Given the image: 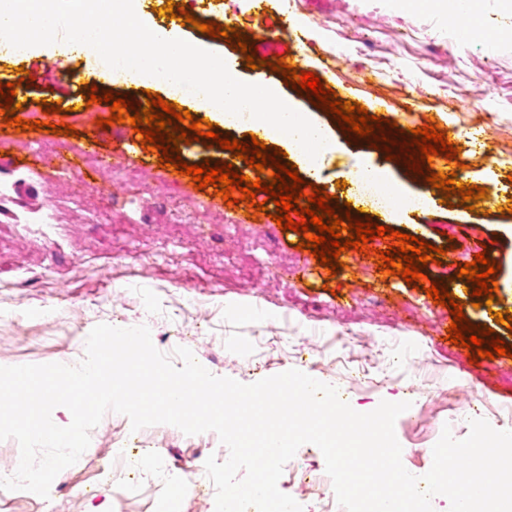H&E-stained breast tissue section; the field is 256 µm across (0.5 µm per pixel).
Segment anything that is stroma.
Returning <instances> with one entry per match:
<instances>
[{
  "label": "stroma",
  "mask_w": 512,
  "mask_h": 512,
  "mask_svg": "<svg viewBox=\"0 0 512 512\" xmlns=\"http://www.w3.org/2000/svg\"><path fill=\"white\" fill-rule=\"evenodd\" d=\"M200 20L257 18L256 0H185ZM287 5L290 14L315 18L303 41L287 35L264 40L255 34L258 56L293 51L306 71L316 70L320 56L332 57L320 73L339 99L384 100L372 115L384 116L405 130L437 120L469 166L468 182L488 188L497 202L489 213L437 204L401 232L446 247L449 240L471 253L487 250L501 267L512 266V214L501 198L512 196V45L496 48L486 62L476 42L449 30L448 20L421 6L400 7L393 0H269L267 7ZM189 41L206 45L239 79L263 77L298 111L313 114L336 140L326 156L327 176L321 187L339 201H357L373 222L382 216L372 194L360 184L337 187L334 173L347 161L367 156L404 186L429 191L428 182L404 165L385 160L365 140L351 141L331 115L286 86L282 74L247 67L239 48L192 29ZM103 104L75 116L51 114L77 136H58L60 155L33 169L18 163L16 141L47 140L44 132H16L0 122V145L11 163L0 168V366L62 363L85 356V340L97 324L127 328L148 326L155 347L173 354L192 350L196 360L216 376L252 383L295 368L323 376L336 385L351 406L374 410L381 401H410L398 416L395 434L406 454L405 468L416 476L432 465V450L443 427L457 438L469 433L468 420L512 424V358L498 356L470 364L465 348L443 341L435 332L451 322L448 308L433 304L424 291L408 287L401 277L381 278L373 261L327 277L309 252L298 250L300 235L283 231L266 215L248 220L243 209L225 205L213 188L194 189L189 178L173 179L159 168L158 157L140 142L128 149L130 168L146 170L149 184L170 183L177 203L166 224L149 220L153 203L147 194L129 190L100 195L99 176L73 173L65 160L99 135V152L111 154L114 127L98 130L97 117H109ZM483 133L486 157L474 154L466 132ZM81 177L89 210L103 215L99 224L36 223L45 207L64 203L69 181ZM270 231L266 249H252L258 231ZM457 252L443 264H428L429 280H445L469 322L486 325L501 340L512 330L482 316L464 284L449 282ZM458 389L456 401L439 390ZM126 448L134 462L123 486L111 485L112 452ZM225 447L216 433L187 435L171 425L131 431L129 419L107 413L91 432L82 463L54 479L48 497L30 501L10 497L0 512H161L170 495L182 496L181 512H215V492H186L192 471L203 469L209 456ZM159 455L163 469L144 472L139 463ZM325 459L314 445L301 446L287 465L281 492L292 496L303 512H328L312 477L324 474Z\"/></svg>",
  "instance_id": "stroma-1"
}]
</instances>
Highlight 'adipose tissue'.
Instances as JSON below:
<instances>
[{"instance_id": "1", "label": "adipose tissue", "mask_w": 512, "mask_h": 512, "mask_svg": "<svg viewBox=\"0 0 512 512\" xmlns=\"http://www.w3.org/2000/svg\"><path fill=\"white\" fill-rule=\"evenodd\" d=\"M69 3L70 0H0V26L6 24L15 30L19 49L25 56L49 59L55 51L60 21L74 19L76 15ZM147 3L148 0H122L120 4L121 14L134 34H150L147 52L132 58H115L112 35L103 26L81 30L75 48L94 44L103 74L130 69L160 84L171 85L179 82L185 71H196L203 91L213 101L209 114L213 123L243 126L284 146L299 160L309 180H321L320 160L336 149L328 128L309 114L288 106L265 80L241 82L207 47L187 42L181 32L158 29L146 9ZM343 176L371 184L381 197L394 200V208L384 214L389 222H413L415 217L430 213L436 204L432 193L409 192L365 156L359 157Z\"/></svg>"}]
</instances>
